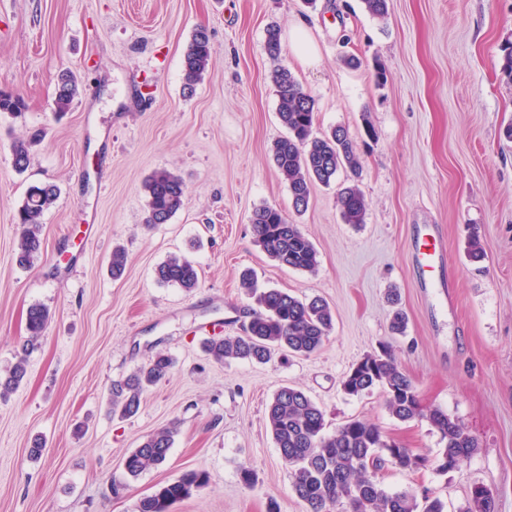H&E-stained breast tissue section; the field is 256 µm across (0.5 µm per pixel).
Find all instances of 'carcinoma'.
<instances>
[{
	"instance_id": "obj_1",
	"label": "carcinoma",
	"mask_w": 512,
	"mask_h": 512,
	"mask_svg": "<svg viewBox=\"0 0 512 512\" xmlns=\"http://www.w3.org/2000/svg\"><path fill=\"white\" fill-rule=\"evenodd\" d=\"M265 50L273 58L281 54V32L276 25L266 29ZM211 58L210 35L200 27L192 34L182 59L183 89L187 93H193L203 79ZM273 83L279 104L278 117L288 136L274 143L272 158L280 177L288 184L293 208L301 212L308 206L312 181L328 185L342 168L357 172L359 156L353 141L340 128L333 129L327 137L314 135L315 100L288 67L276 69ZM77 95L75 76L62 73L55 93L56 111H68ZM24 109L21 98L0 90V112L18 114ZM34 143L33 136L13 141L12 163L17 171L27 169ZM143 188L150 224L168 223L183 206V183L169 171L154 172ZM57 192L53 184L33 185L18 209L16 221L21 225V236L15 260L22 268L31 266L41 253L40 218L57 198ZM338 202L345 223H364L366 201L357 185L340 189ZM250 223L256 243L273 261L299 271L316 268L314 245L280 209L260 206L253 211ZM155 277L161 284L177 285L186 291L198 287L195 266L181 257H170L160 263L155 268ZM242 286L252 291L255 308L243 326V334L207 340L206 349L215 361L240 359L267 363L277 352L284 356H307L319 350L331 334L334 314L327 302L303 301L276 288L257 293L248 274L242 276ZM49 321L46 307L31 306L27 312L29 340L41 336ZM172 367V358L159 351L125 378L113 382L112 411L123 417L134 416L146 389L165 379ZM26 374V355L22 354L11 370L0 376V397L14 392ZM342 388L353 396L369 395L379 389L385 394L389 414L396 420H427L444 443L436 465L441 475L455 469L462 458L476 450L474 439L464 432L457 419L439 408H423L415 383L399 368L387 345H379L358 361L342 380ZM266 421L282 459L292 468V490L307 512H332L338 504L343 512H445L444 504L436 498H419L410 491L391 493L382 486L377 474L386 466L415 472L426 467L429 460L403 447L378 426L351 419L327 435L322 409L304 391L287 386L273 395L266 408ZM173 443L174 432L169 429L144 436L139 446L126 456L125 473L136 478L147 468L163 464ZM208 482L207 471L187 470L176 480L160 484L140 498L136 512H170L175 502L191 497ZM459 512H496L495 499L491 495L480 498L473 494Z\"/></svg>"
}]
</instances>
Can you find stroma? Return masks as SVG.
Returning <instances> with one entry per match:
<instances>
[{"instance_id":"1","label":"stroma","mask_w":512,"mask_h":512,"mask_svg":"<svg viewBox=\"0 0 512 512\" xmlns=\"http://www.w3.org/2000/svg\"><path fill=\"white\" fill-rule=\"evenodd\" d=\"M282 52L264 49L270 23ZM212 62L185 95L182 57L197 25ZM512 39V0H391L385 18L362 0H0V88L26 104L0 113V375L15 363L31 306L50 323L27 355V377L0 398V512H136L156 485L189 469L208 485L171 512H305L291 469L266 423L283 386L323 410L327 433L366 420L427 456L417 472L389 466V492L440 499L445 512L488 488L512 512V83L500 74ZM356 56L359 67L347 66ZM287 66L316 102V135L343 128L360 150L363 224L345 223L336 184H313L295 212L271 157L286 136L272 73ZM79 94L56 112L60 71ZM41 131L26 171L12 165L14 138ZM158 170L186 186L182 209L146 226L143 182ZM60 194L40 224L34 264L14 260V217L30 185ZM280 208L314 244L318 266L278 265L257 245L253 210ZM100 233L84 241L86 220ZM427 225L446 253L440 284L424 286L411 242ZM478 240L481 260L468 248ZM127 267L112 279L113 248ZM191 260L193 291L157 282L156 266ZM276 288L331 306L323 348L288 363L215 362L203 326L234 335L252 298L240 285ZM407 317L393 334L394 309ZM391 345L421 403L456 418L478 444L447 475L433 463L442 444L426 420L400 422L381 392L355 397L341 380L379 344ZM170 377L150 388L137 414L110 411V390L156 352ZM175 428L162 465L126 479L124 458L142 438ZM46 450L29 456L33 437ZM252 472L244 483L242 468ZM126 482L120 494L112 485Z\"/></svg>"}]
</instances>
